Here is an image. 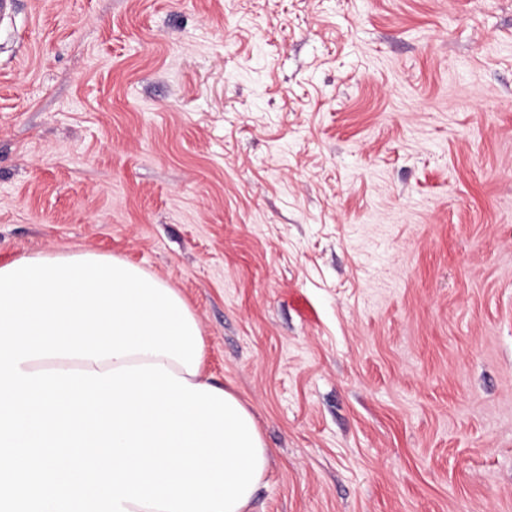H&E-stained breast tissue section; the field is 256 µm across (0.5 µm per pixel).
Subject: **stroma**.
<instances>
[{"mask_svg": "<svg viewBox=\"0 0 512 512\" xmlns=\"http://www.w3.org/2000/svg\"><path fill=\"white\" fill-rule=\"evenodd\" d=\"M196 316L248 512H512V0H17L0 265Z\"/></svg>", "mask_w": 512, "mask_h": 512, "instance_id": "stroma-1", "label": "stroma"}]
</instances>
